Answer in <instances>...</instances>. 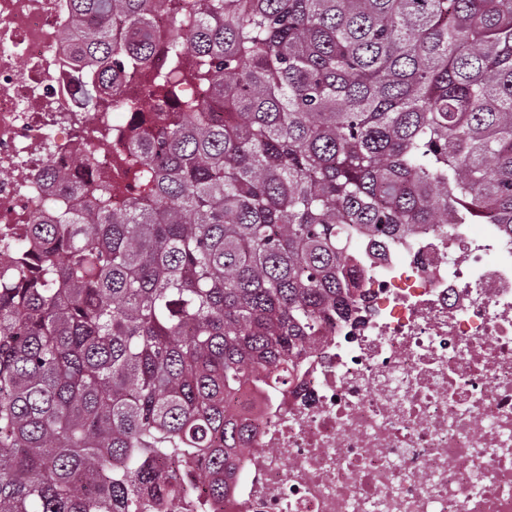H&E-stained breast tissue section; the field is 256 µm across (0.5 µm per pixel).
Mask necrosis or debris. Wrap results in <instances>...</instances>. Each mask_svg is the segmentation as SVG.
<instances>
[{
    "label": "necrosis or debris",
    "mask_w": 512,
    "mask_h": 512,
    "mask_svg": "<svg viewBox=\"0 0 512 512\" xmlns=\"http://www.w3.org/2000/svg\"><path fill=\"white\" fill-rule=\"evenodd\" d=\"M80 29L70 0H0L2 256L39 250L29 226L49 200L82 211L106 183L124 201L139 163L114 106L151 70L88 111ZM386 253L359 255L356 303L296 379L229 402L247 438L206 512H512V233L422 224Z\"/></svg>",
    "instance_id": "4bbe7bcc"
}]
</instances>
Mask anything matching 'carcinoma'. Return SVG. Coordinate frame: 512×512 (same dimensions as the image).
Returning a JSON list of instances; mask_svg holds the SVG:
<instances>
[{"label": "carcinoma", "instance_id": "carcinoma-1", "mask_svg": "<svg viewBox=\"0 0 512 512\" xmlns=\"http://www.w3.org/2000/svg\"><path fill=\"white\" fill-rule=\"evenodd\" d=\"M71 5L89 106L157 57L117 109L172 116L134 138L122 209L99 185L94 214L0 261V512H147L200 461L216 500L241 435L226 400L295 378L358 292L361 237L512 231V0Z\"/></svg>", "mask_w": 512, "mask_h": 512}]
</instances>
